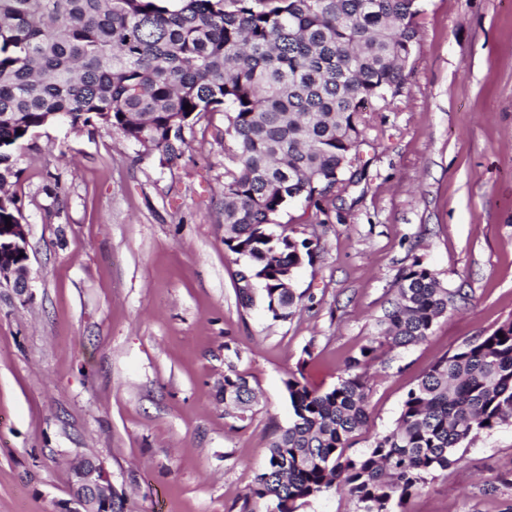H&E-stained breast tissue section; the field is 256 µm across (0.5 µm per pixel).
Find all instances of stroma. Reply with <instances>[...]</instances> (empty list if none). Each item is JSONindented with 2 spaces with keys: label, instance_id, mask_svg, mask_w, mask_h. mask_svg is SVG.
Wrapping results in <instances>:
<instances>
[{
  "label": "stroma",
  "instance_id": "obj_1",
  "mask_svg": "<svg viewBox=\"0 0 512 512\" xmlns=\"http://www.w3.org/2000/svg\"><path fill=\"white\" fill-rule=\"evenodd\" d=\"M420 9L401 95L366 114L360 176L327 214L298 201L274 218L319 244L285 321L238 302L224 113L185 130L171 163L106 127L37 131L12 186L30 288L0 287V512H64L82 456L110 472L123 512H240L292 419L285 380L336 384L413 262L468 300L425 342L380 353L349 456L393 428L436 359L512 318V0ZM230 360L257 393L243 422L224 414ZM461 455L405 512L512 507V425Z\"/></svg>",
  "mask_w": 512,
  "mask_h": 512
}]
</instances>
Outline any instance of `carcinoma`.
Wrapping results in <instances>:
<instances>
[{
  "mask_svg": "<svg viewBox=\"0 0 512 512\" xmlns=\"http://www.w3.org/2000/svg\"><path fill=\"white\" fill-rule=\"evenodd\" d=\"M418 14L417 0H0V225L24 220L4 187L42 127L111 128L171 162L188 147L184 129L223 112L235 164L224 173V245L245 260L237 295L253 306L259 282L273 319H287L295 270L317 246L276 231L273 217L298 200L323 214L328 193L353 183L363 113L400 94ZM458 297L416 260L399 275L379 336L345 361L334 386L316 390L290 374L292 421L273 430L241 512H298L333 487L362 512H394L458 462L459 448L511 424L509 318L435 361L394 428L346 455L368 421L369 363L384 347L425 341ZM254 400L228 361L224 413L243 421Z\"/></svg>",
  "mask_w": 512,
  "mask_h": 512,
  "instance_id": "1",
  "label": "carcinoma"
}]
</instances>
